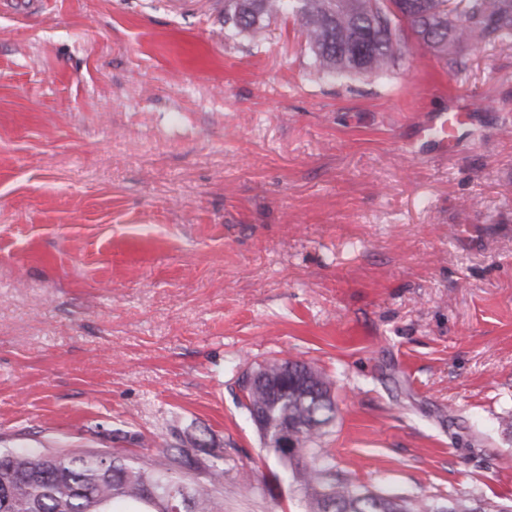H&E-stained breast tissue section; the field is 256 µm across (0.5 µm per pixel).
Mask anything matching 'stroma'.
<instances>
[{"label":"stroma","mask_w":512,"mask_h":512,"mask_svg":"<svg viewBox=\"0 0 512 512\" xmlns=\"http://www.w3.org/2000/svg\"><path fill=\"white\" fill-rule=\"evenodd\" d=\"M0 5V448L229 459L224 512H308L245 366L331 379L354 485L512 501V44L315 72L224 0ZM470 113L447 154L409 143Z\"/></svg>","instance_id":"1"}]
</instances>
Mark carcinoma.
<instances>
[{"label": "carcinoma", "instance_id": "carcinoma-1", "mask_svg": "<svg viewBox=\"0 0 512 512\" xmlns=\"http://www.w3.org/2000/svg\"><path fill=\"white\" fill-rule=\"evenodd\" d=\"M293 17L305 35L315 71L329 75H385L396 64L401 42L412 35L433 57L461 66L468 45L512 40V0H224L227 34L261 41L271 19ZM265 382L243 390L240 405L262 412L264 426L296 430L292 448H269L291 478L310 495L311 512H440L431 504L399 501L339 478L322 449L320 429L335 411L332 382L300 360H273L252 367ZM207 449V478L183 472L190 451ZM227 460L203 439L188 448H166L139 462L107 450L66 453L0 449V476L25 478L9 489L4 512H223L218 494Z\"/></svg>", "mask_w": 512, "mask_h": 512}]
</instances>
